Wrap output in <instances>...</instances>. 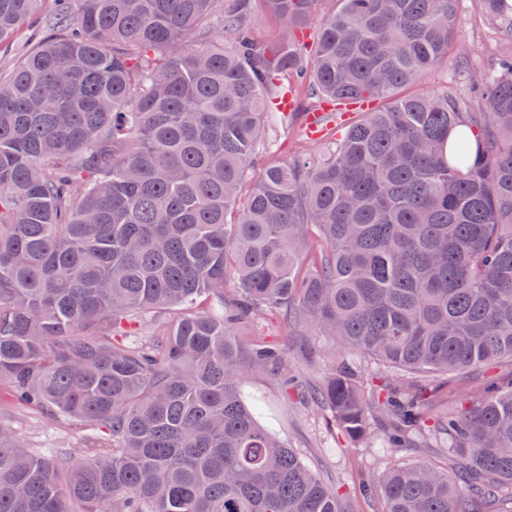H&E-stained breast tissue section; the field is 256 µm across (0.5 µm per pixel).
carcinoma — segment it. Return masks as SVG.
<instances>
[{
  "label": "carcinoma",
  "mask_w": 512,
  "mask_h": 512,
  "mask_svg": "<svg viewBox=\"0 0 512 512\" xmlns=\"http://www.w3.org/2000/svg\"><path fill=\"white\" fill-rule=\"evenodd\" d=\"M284 35L253 41L249 0H68L0 76V394L104 449L30 451L0 421V512H344L338 488L263 423L251 371L278 341L235 327L270 308L340 361L314 398L370 433L354 362L394 370L382 441L444 439V467L364 484L381 512H512V379L431 422L440 379L512 362V56L453 90H407L461 37L459 0H335L312 70L315 0H267ZM45 0H0V45ZM512 32V9L484 0ZM204 20L220 38H195ZM308 79L317 106L369 99L318 162L242 186L270 105ZM233 283L235 299L225 306ZM162 316L147 339L135 327Z\"/></svg>",
  "instance_id": "carcinoma-1"
}]
</instances>
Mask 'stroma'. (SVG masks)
<instances>
[{"label":"stroma","instance_id":"stroma-1","mask_svg":"<svg viewBox=\"0 0 512 512\" xmlns=\"http://www.w3.org/2000/svg\"><path fill=\"white\" fill-rule=\"evenodd\" d=\"M458 11L460 42L449 51L447 62L435 68L418 85V93L433 95L451 87L460 95H467L468 85L460 74L463 67L484 72L491 69L501 56L512 53V37L489 23L483 0H460ZM299 126L300 121L295 116L284 124L280 123L278 117H271L267 131L278 146L260 149L258 165H266L274 156L289 159L301 153L317 156L325 152V144L298 139L295 131ZM270 338L278 339L281 347L287 351L288 374L298 380L300 386L290 389L285 383L258 372L249 373L247 385L271 402L287 405L288 425L283 431L285 439L291 448L316 468L327 483L341 487L352 512H379L381 508L379 501L362 495L359 488L361 479L404 463H443L439 449L433 447L380 452L378 437L385 422L378 416L371 421L370 437L359 444L351 443L335 425L328 410L316 405L308 394L309 388L318 387L330 371L336 347L334 340L312 330L303 336L284 335L280 314L276 311L250 322L241 336L247 344ZM510 376L512 365L508 363L480 369L465 380L441 390L427 413L431 418H440L448 411L458 409L462 398L477 394L486 379ZM0 419L6 421L34 450L50 452L57 448H75L82 451L89 444L87 436L67 433L39 412L28 408H0Z\"/></svg>","mask_w":512,"mask_h":512}]
</instances>
